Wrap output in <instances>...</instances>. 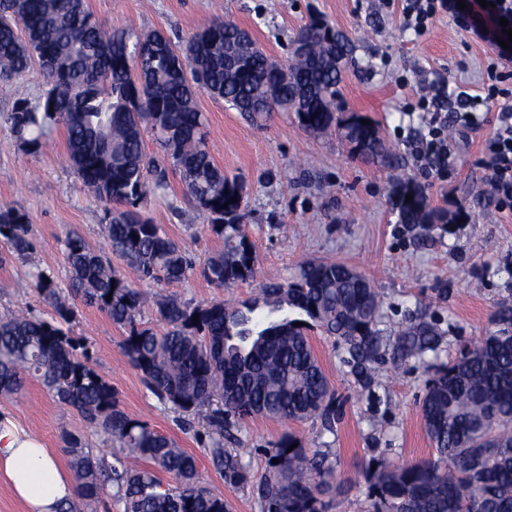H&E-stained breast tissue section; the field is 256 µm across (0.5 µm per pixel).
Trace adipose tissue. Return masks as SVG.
I'll use <instances>...</instances> for the list:
<instances>
[{"label": "adipose tissue", "instance_id": "adipose-tissue-1", "mask_svg": "<svg viewBox=\"0 0 512 512\" xmlns=\"http://www.w3.org/2000/svg\"><path fill=\"white\" fill-rule=\"evenodd\" d=\"M0 478L26 512H61L77 494L55 455L9 415H0Z\"/></svg>", "mask_w": 512, "mask_h": 512}]
</instances>
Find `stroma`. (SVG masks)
<instances>
[{"label": "stroma", "instance_id": "1", "mask_svg": "<svg viewBox=\"0 0 512 512\" xmlns=\"http://www.w3.org/2000/svg\"><path fill=\"white\" fill-rule=\"evenodd\" d=\"M94 18L106 28L158 31L179 41L215 20L247 28L272 57L287 60L301 28L311 18L342 31L353 46L355 66L339 85L338 108L373 122L386 147L397 153L401 169L368 162L352 153L335 133L302 130L294 114L275 112L262 124L246 121L224 103L199 94L207 116L211 152L243 192V228L258 257L252 281L214 287L197 274L163 286L196 304L221 301L243 306L259 295L263 283L292 279L309 261H339L357 268L381 295L385 334L397 336L420 312L431 313L441 347L455 353L459 344L484 336L498 305L512 303V209L500 206L489 173L477 160L493 137L496 111L478 112L467 124L448 115L454 163L446 176L428 172L411 143L424 129L421 79L443 75L449 92L477 94L490 46L460 28L451 15L437 17L422 36L405 30L400 13L381 9L378 0H87ZM412 177L432 207L452 216L449 224L411 228L399 224L391 206L395 172ZM25 209L34 249L27 259L0 265V308L28 309L47 315L51 307L31 285L41 269L65 287L69 272L64 240L76 231L94 249H105L103 207L87 194L68 164L66 137L56 130L43 153L22 152L0 127V203ZM191 206L180 183L162 199L148 200L145 213L185 248L196 264L219 244L201 221L188 222ZM69 329L83 338L92 366L110 381L122 408L172 436L198 461L201 481L228 501L231 512H258L245 489L225 485L207 453L209 434L200 423L183 427L142 383L129 362L123 329L97 307L74 303ZM314 349L336 394L333 432L323 433L317 419L285 424L246 420L235 431L234 448L262 474L266 453L287 432L317 447H329L343 478L328 512H365L366 469L372 457L395 463L432 458L422 416L425 375L415 360L389 361L378 371L373 389H363L341 360L330 337L311 330ZM0 412L42 440L61 466H68V435H80L100 448L94 429L72 407L60 403L38 382L21 398L0 399Z\"/></svg>", "mask_w": 512, "mask_h": 512}]
</instances>
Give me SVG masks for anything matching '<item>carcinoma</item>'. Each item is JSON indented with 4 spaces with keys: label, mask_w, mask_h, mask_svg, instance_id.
Segmentation results:
<instances>
[{
    "label": "carcinoma",
    "mask_w": 512,
    "mask_h": 512,
    "mask_svg": "<svg viewBox=\"0 0 512 512\" xmlns=\"http://www.w3.org/2000/svg\"><path fill=\"white\" fill-rule=\"evenodd\" d=\"M208 31L205 38L176 44L156 31L111 32L85 0H0V78H19L37 67L47 85L35 101H16L0 119L32 156L42 152L53 128H63L69 162L104 205L107 246L132 272L129 277L112 267L80 234L69 233V289L57 288L42 271L34 274V287L51 301L55 317L0 314V398L20 397L33 378L104 436L113 447L110 462L93 455L82 437L66 439L85 501L98 499L111 483L124 512H229L224 496L199 481L196 458L174 438L130 417L109 381L90 365L84 340L64 330L75 314L69 300L79 298L125 330V352L161 404L193 417L220 403L206 416L215 434L208 452L225 483L250 490L258 512H326L325 496L337 480L329 451L286 433L257 478L224 447L255 410L281 423L316 417L333 432L336 394L308 336L316 327L336 341L343 362L365 387L376 382L389 354L417 360L428 374L422 413L435 456L416 464L373 461L375 470L366 473L367 512H512V328L463 345L443 361L438 329L423 313L392 345L380 329L378 292L355 286L346 278L348 265L334 261L308 262L293 280L262 288L275 311L297 310L307 317L304 325L286 315L253 317L222 301L195 305L174 295L154 300L164 332L144 325V285L181 283L197 269L206 282L224 288L253 279L257 270V254L241 224L242 190L208 147L198 92L241 112L276 86L281 112L291 98L304 96L296 118L305 131L334 129L346 139L336 95L353 49L343 33L312 20L297 37L308 53L292 55L285 66L264 51L242 49L240 28L230 20L214 21ZM177 52L185 67L172 70L168 57ZM149 135L160 154L148 151ZM348 144L362 157L387 154L371 123L358 124ZM172 173L221 243L200 267L144 212L148 199L169 193ZM393 206L401 224L448 223V213L431 207L411 177L397 181ZM0 239L11 258H28L33 243L23 209L0 204ZM131 458L146 465L131 469Z\"/></svg>",
    "instance_id": "carcinoma-1"
}]
</instances>
